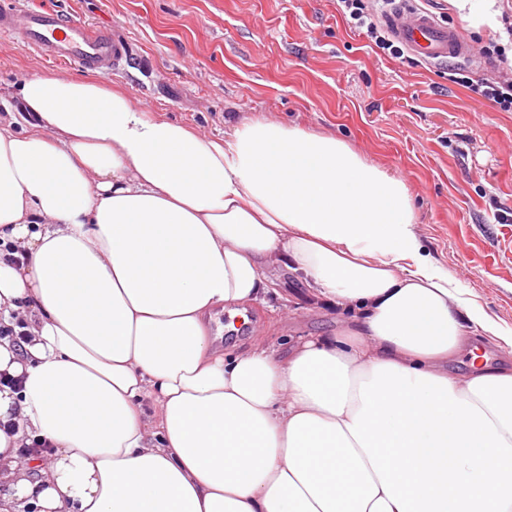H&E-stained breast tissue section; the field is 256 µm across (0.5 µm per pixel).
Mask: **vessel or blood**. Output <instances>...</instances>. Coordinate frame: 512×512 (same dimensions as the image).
<instances>
[{
	"instance_id": "b4317fda",
	"label": "vessel or blood",
	"mask_w": 512,
	"mask_h": 512,
	"mask_svg": "<svg viewBox=\"0 0 512 512\" xmlns=\"http://www.w3.org/2000/svg\"><path fill=\"white\" fill-rule=\"evenodd\" d=\"M387 22L393 35L426 62L469 58L473 48L459 27L437 20L431 12L399 0ZM22 36L43 57L112 72L126 59L124 43L102 29L62 14L36 10L23 0H0V38Z\"/></svg>"
}]
</instances>
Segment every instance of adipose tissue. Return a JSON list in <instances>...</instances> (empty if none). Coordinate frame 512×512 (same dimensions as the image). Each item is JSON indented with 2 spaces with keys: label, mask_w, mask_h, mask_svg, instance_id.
Segmentation results:
<instances>
[{
  "label": "adipose tissue",
  "mask_w": 512,
  "mask_h": 512,
  "mask_svg": "<svg viewBox=\"0 0 512 512\" xmlns=\"http://www.w3.org/2000/svg\"><path fill=\"white\" fill-rule=\"evenodd\" d=\"M0 122V481L41 512H512V368L448 361L503 327L423 251L411 195L345 142L204 136L96 70L22 80ZM347 311L284 357L214 354L269 267ZM153 412L145 414L144 400ZM51 451L18 455L23 438ZM30 324L24 316L13 312L11 315L10 324L3 322L2 315L0 316V339L8 338L14 347L22 350L24 343H27L31 337V333L28 332L27 328Z\"/></svg>",
  "instance_id": "adipose-tissue-1"
}]
</instances>
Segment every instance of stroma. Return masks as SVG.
<instances>
[{
    "mask_svg": "<svg viewBox=\"0 0 512 512\" xmlns=\"http://www.w3.org/2000/svg\"><path fill=\"white\" fill-rule=\"evenodd\" d=\"M31 7L114 30L127 59L112 85L141 109L213 136L260 119L346 142L407 184L424 250L501 325L512 328V112L452 81L454 68L490 77L479 59L393 58L347 25L336 0H27ZM429 10L475 46L489 25L448 0ZM22 38L0 45V94L22 78L64 72ZM249 307L253 338L277 354L332 336L340 316L285 268Z\"/></svg>",
    "mask_w": 512,
    "mask_h": 512,
    "instance_id": "obj_1",
    "label": "stroma"
}]
</instances>
